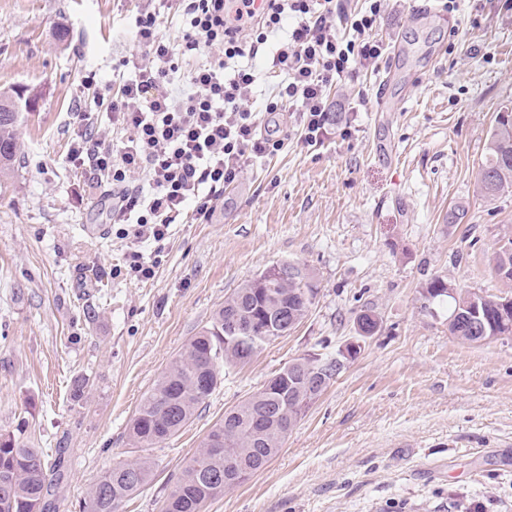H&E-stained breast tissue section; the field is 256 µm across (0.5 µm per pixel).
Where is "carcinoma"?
<instances>
[{
	"label": "carcinoma",
	"instance_id": "cac0c4a2",
	"mask_svg": "<svg viewBox=\"0 0 512 512\" xmlns=\"http://www.w3.org/2000/svg\"><path fill=\"white\" fill-rule=\"evenodd\" d=\"M36 99L16 89L0 94V177L14 171L20 151V113L32 112ZM488 157L480 172V190L492 199L512 190V120L501 117L491 133ZM291 262H277L246 281L224 299L168 369L143 395L130 420L128 435L133 447L143 451L157 447L186 426L221 384L224 367L243 364L259 348L224 339L226 325L234 323L268 337L265 344L288 335L308 313L317 295L309 272L297 273ZM495 272L504 283H512V245L500 247ZM428 303L451 300L448 331L467 343L512 335V314L499 316L495 305L501 295L448 293V285L433 278L424 289ZM358 328L375 333L380 319L372 309L356 319ZM339 370L333 360L313 365L298 359L280 368L283 376L276 387L264 385L224 414L215 423L166 497L162 512H204L210 500L224 493V479L244 483L276 456L302 418L308 404L304 398L322 378ZM222 438L224 446H212ZM60 465L48 468L40 448H33L15 434H0V512H47L46 501L53 482L61 479ZM154 476V462L143 454L119 463L93 485L82 503V512H120L128 498L139 493Z\"/></svg>",
	"mask_w": 512,
	"mask_h": 512
}]
</instances>
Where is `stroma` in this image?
<instances>
[{
	"instance_id": "35a3bbf8",
	"label": "stroma",
	"mask_w": 512,
	"mask_h": 512,
	"mask_svg": "<svg viewBox=\"0 0 512 512\" xmlns=\"http://www.w3.org/2000/svg\"><path fill=\"white\" fill-rule=\"evenodd\" d=\"M422 3L388 0L375 32L387 54L330 88L346 110L327 135L305 143L298 114H278L283 147L250 160L208 221L172 225L155 277L141 281L123 271L109 201L90 195L66 154L73 111L112 127L101 99L135 50L142 0H0V92L37 98L21 117L20 165L0 179V433L25 424L61 463L55 512H80L90 487L132 459L127 425L144 393L226 296L281 261L314 277L307 316L225 371L153 449L152 482L121 512H161L225 411L311 357L343 368L268 466L205 512H512V337L461 342L447 304L422 298L437 276L458 292L507 289L494 258L512 240V193L484 198L479 172L512 109V10L456 0L417 23ZM382 87L405 111H378ZM366 308L381 328L363 339ZM79 375L89 384L77 399Z\"/></svg>"
}]
</instances>
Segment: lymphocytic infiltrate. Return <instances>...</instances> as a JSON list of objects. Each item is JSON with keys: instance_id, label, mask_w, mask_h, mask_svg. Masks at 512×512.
<instances>
[{"instance_id": "f902f5d3", "label": "lymphocytic infiltrate", "mask_w": 512, "mask_h": 512, "mask_svg": "<svg viewBox=\"0 0 512 512\" xmlns=\"http://www.w3.org/2000/svg\"><path fill=\"white\" fill-rule=\"evenodd\" d=\"M368 3L351 10L345 0H269L260 11L254 0H148L135 19L138 50L123 60L119 93L107 105L119 138L94 134L87 113L77 112L67 154L111 198L110 222L131 242L134 276L155 275L157 261L142 244H161L181 221L208 219L249 158L280 149V140L259 134L261 114L293 108L305 141H319L328 88L383 53L372 31L384 0ZM176 14L183 25L174 43L158 25ZM265 49L261 74L255 60ZM263 82L271 91L256 112L245 102Z\"/></svg>"}]
</instances>
